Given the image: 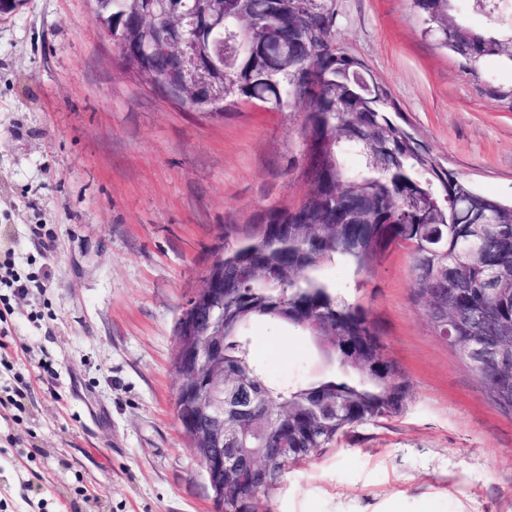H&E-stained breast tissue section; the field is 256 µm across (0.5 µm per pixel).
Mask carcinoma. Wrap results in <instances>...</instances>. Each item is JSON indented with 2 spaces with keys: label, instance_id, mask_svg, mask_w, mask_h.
<instances>
[{
  "label": "carcinoma",
  "instance_id": "obj_1",
  "mask_svg": "<svg viewBox=\"0 0 512 512\" xmlns=\"http://www.w3.org/2000/svg\"><path fill=\"white\" fill-rule=\"evenodd\" d=\"M94 16L112 18L142 77H165L161 50L141 59L140 0H94ZM457 0H412L423 34L458 58L479 92L512 112V85L486 76L487 64L512 67L506 0H470L487 21L474 28L455 15ZM218 14L213 32L186 31L187 46L213 90L183 104L226 112L250 103L303 113L307 191L294 207L274 208L246 232L224 226V387L253 384L251 409L224 412L260 476L224 499V512H256L292 460L320 454L359 424L398 414L408 384L384 354L369 313L347 302L323 276L340 261L360 274L393 247L414 257L411 298L451 295L458 308H482L465 337L490 358L472 368L487 399L512 416V203L480 193L440 163L402 115L389 88L336 40V0H167L154 26L176 16ZM355 155L362 165L352 169ZM288 225V234L276 227ZM279 321L309 336L345 369L343 376L276 386L250 356L248 323ZM289 448L286 458L268 453Z\"/></svg>",
  "mask_w": 512,
  "mask_h": 512
}]
</instances>
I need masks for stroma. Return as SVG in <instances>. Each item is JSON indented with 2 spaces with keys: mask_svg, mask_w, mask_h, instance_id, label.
Masks as SVG:
<instances>
[{
  "mask_svg": "<svg viewBox=\"0 0 512 512\" xmlns=\"http://www.w3.org/2000/svg\"><path fill=\"white\" fill-rule=\"evenodd\" d=\"M91 0H27L0 19V253L9 354L0 512H216L175 402L176 326L228 224L298 205L303 116L187 112L124 69ZM336 39L418 135L487 195L512 198V112L422 35L410 0H336ZM40 235H33V228ZM413 256L324 274L375 320L409 386L402 413L288 464L260 512H512V417L410 298ZM271 384L339 373L300 331L248 328Z\"/></svg>",
  "mask_w": 512,
  "mask_h": 512,
  "instance_id": "1",
  "label": "stroma"
}]
</instances>
